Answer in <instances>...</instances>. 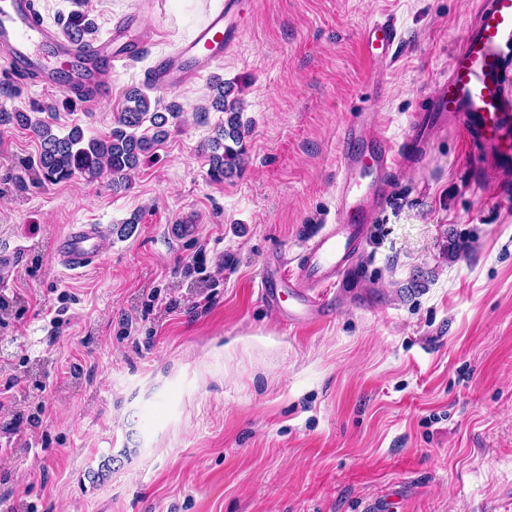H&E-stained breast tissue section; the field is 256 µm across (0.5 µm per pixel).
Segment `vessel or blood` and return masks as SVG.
<instances>
[{
  "instance_id": "vessel-or-blood-1",
  "label": "vessel or blood",
  "mask_w": 512,
  "mask_h": 512,
  "mask_svg": "<svg viewBox=\"0 0 512 512\" xmlns=\"http://www.w3.org/2000/svg\"><path fill=\"white\" fill-rule=\"evenodd\" d=\"M244 6L245 0H224L191 40L157 59L150 85L157 90L178 87L231 53L239 41ZM35 13L34 0H0V54L8 67L36 74L44 88L80 94L90 106L110 96L103 71L142 52L155 35L133 12L111 23L104 37L81 45L36 22ZM402 39L392 16L372 19L358 33L375 71L394 60ZM424 102L411 120L413 148L425 146L429 129L458 128L467 144L479 146L481 165L496 187L502 194L512 193V0H479L447 75L435 82ZM378 119L375 112L359 114L339 134L335 222L306 246L296 266L274 259L261 268V298L278 307L287 326L299 328L324 317L320 291L345 273L365 236L368 215L403 158L382 131L365 133V126ZM98 240L96 225H77L58 243L60 262L71 270L87 267L98 256Z\"/></svg>"
}]
</instances>
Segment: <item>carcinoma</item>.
Here are the masks:
<instances>
[{"label":"carcinoma","instance_id":"1","mask_svg":"<svg viewBox=\"0 0 512 512\" xmlns=\"http://www.w3.org/2000/svg\"><path fill=\"white\" fill-rule=\"evenodd\" d=\"M95 30V24L79 11L72 12L63 26L64 34L73 41H81ZM211 89L214 92L212 107L224 113V126L213 140L208 157L209 175L216 181H222L241 168L246 125L241 121L239 101L232 97L234 87L215 76L211 80ZM177 116L178 109L172 106L166 112L151 109L149 98L141 91L133 90L127 94L125 106L118 113L112 132L104 138L86 141L77 126L60 137L53 133L48 123L32 119L27 112H0V124H17L36 132L41 139L36 168L47 181L68 180L77 174L93 180L105 172L122 181L166 136L165 126L169 119ZM146 122L154 129L149 137L137 134Z\"/></svg>","mask_w":512,"mask_h":512}]
</instances>
